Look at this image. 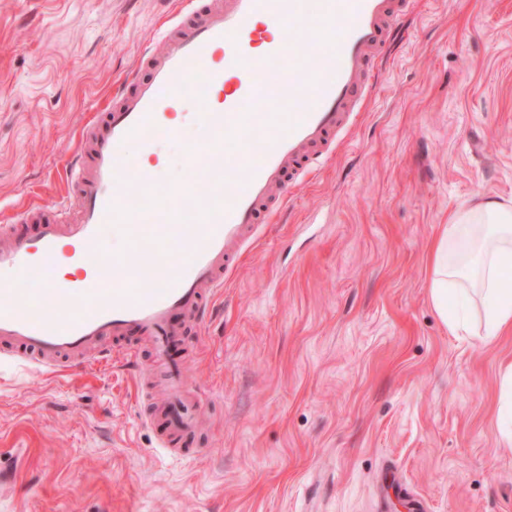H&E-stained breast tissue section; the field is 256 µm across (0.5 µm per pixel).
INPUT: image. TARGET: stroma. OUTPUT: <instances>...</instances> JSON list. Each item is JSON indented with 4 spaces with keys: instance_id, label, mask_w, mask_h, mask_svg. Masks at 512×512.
I'll return each mask as SVG.
<instances>
[{
    "instance_id": "stroma-1",
    "label": "stroma",
    "mask_w": 512,
    "mask_h": 512,
    "mask_svg": "<svg viewBox=\"0 0 512 512\" xmlns=\"http://www.w3.org/2000/svg\"><path fill=\"white\" fill-rule=\"evenodd\" d=\"M180 0H0V228L56 210L83 135ZM399 54L314 173L224 273L180 354L190 461L122 353L0 361V512H512L499 431L512 333L450 332L428 253L512 197V0H408ZM75 485L78 496L62 489Z\"/></svg>"
}]
</instances>
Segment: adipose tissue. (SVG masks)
Here are the masks:
<instances>
[{"label":"adipose tissue","mask_w":512,"mask_h":512,"mask_svg":"<svg viewBox=\"0 0 512 512\" xmlns=\"http://www.w3.org/2000/svg\"><path fill=\"white\" fill-rule=\"evenodd\" d=\"M512 261V200L484 199L458 208L440 225L428 265L431 303L450 331L460 322L448 313V296L463 302L479 298L485 334L497 337L512 330V292L501 287L506 263Z\"/></svg>","instance_id":"adipose-tissue-1"}]
</instances>
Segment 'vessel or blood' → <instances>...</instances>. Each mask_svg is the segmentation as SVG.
Segmentation results:
<instances>
[{
    "instance_id": "obj_1",
    "label": "vessel or blood",
    "mask_w": 512,
    "mask_h": 512,
    "mask_svg": "<svg viewBox=\"0 0 512 512\" xmlns=\"http://www.w3.org/2000/svg\"><path fill=\"white\" fill-rule=\"evenodd\" d=\"M399 4L224 0L202 9L183 0L158 30L161 49L139 59L146 78L128 77L70 164L78 218L62 223L30 207L21 218L37 233L0 247V352L34 369H74L107 361L105 339L134 359L147 343L151 360L138 373L162 375L167 391L160 448L194 457L179 442L203 395L182 373V324L201 321L261 208L287 195L358 114L393 48ZM304 31L311 50L302 54ZM177 112L211 136L187 148L183 186L157 178L149 163L178 136ZM131 145L136 153L125 156ZM110 226L127 240L122 254L103 249ZM65 246L80 276L38 280ZM127 269L134 278L114 280Z\"/></svg>"
}]
</instances>
